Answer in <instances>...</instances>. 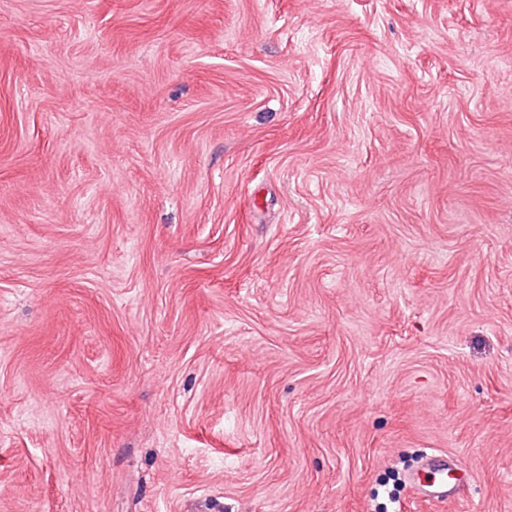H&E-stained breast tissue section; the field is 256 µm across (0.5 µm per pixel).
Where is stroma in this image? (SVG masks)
I'll list each match as a JSON object with an SVG mask.
<instances>
[{
	"instance_id": "obj_1",
	"label": "stroma",
	"mask_w": 512,
	"mask_h": 512,
	"mask_svg": "<svg viewBox=\"0 0 512 512\" xmlns=\"http://www.w3.org/2000/svg\"><path fill=\"white\" fill-rule=\"evenodd\" d=\"M387 491L512 512V0H0V512ZM458 466L448 460L446 453L425 457L409 473L407 482L411 491L424 498L447 501L461 490L462 479L451 474Z\"/></svg>"
}]
</instances>
